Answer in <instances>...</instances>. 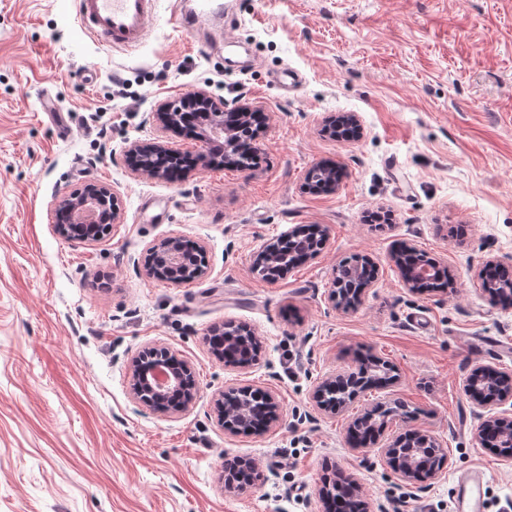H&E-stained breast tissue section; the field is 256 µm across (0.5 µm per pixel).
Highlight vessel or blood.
Returning a JSON list of instances; mask_svg holds the SVG:
<instances>
[{"label":"vessel or blood","instance_id":"vessel-or-blood-1","mask_svg":"<svg viewBox=\"0 0 512 512\" xmlns=\"http://www.w3.org/2000/svg\"><path fill=\"white\" fill-rule=\"evenodd\" d=\"M156 0H76L81 29L99 43L126 52L150 37ZM177 27L191 33L199 49L210 52L227 40L224 9L217 0H173ZM485 473L472 467L457 479L454 512H484Z\"/></svg>","mask_w":512,"mask_h":512}]
</instances>
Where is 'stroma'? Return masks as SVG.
<instances>
[{
  "mask_svg": "<svg viewBox=\"0 0 512 512\" xmlns=\"http://www.w3.org/2000/svg\"><path fill=\"white\" fill-rule=\"evenodd\" d=\"M232 49L208 55L161 0L139 50L85 36L74 0H0V512H323L326 478L360 486L369 512H451L457 474H486V512H512V456L484 445L464 391L480 365L512 371V304L480 296L479 268L512 265V0H224ZM299 76L284 90L276 75ZM49 90L67 112L58 135ZM196 90L261 106L256 162L196 169L183 181L132 175L128 145L152 138L160 102ZM356 114L363 136L323 135ZM319 163L336 188L306 190ZM116 190L121 221L90 245L51 221L61 193ZM392 223H366L376 208ZM315 224L321 250L286 277L252 271L255 252ZM203 243L207 273L175 286L147 276L170 234ZM411 245L447 267L453 288L415 293L393 261ZM369 256L377 277L354 309L328 299L337 266ZM249 325L257 364L224 366L208 338ZM164 346L194 368L193 407L138 403L129 364ZM371 358L395 380L330 414L312 399L326 377ZM275 393L281 422L235 433L218 419L232 388ZM385 409L367 447L351 421ZM410 430L447 456L439 476L398 479L382 454ZM255 474L224 490V462Z\"/></svg>",
  "mask_w": 512,
  "mask_h": 512,
  "instance_id": "stroma-1",
  "label": "stroma"
}]
</instances>
